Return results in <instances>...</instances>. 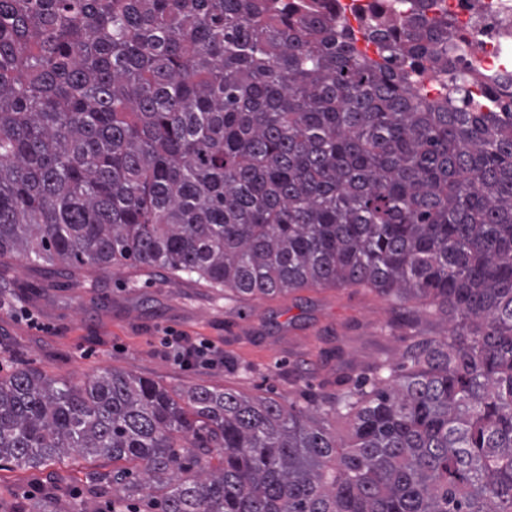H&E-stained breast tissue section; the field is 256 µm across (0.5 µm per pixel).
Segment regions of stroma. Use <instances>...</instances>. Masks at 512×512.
I'll list each match as a JSON object with an SVG mask.
<instances>
[{
  "label": "stroma",
  "mask_w": 512,
  "mask_h": 512,
  "mask_svg": "<svg viewBox=\"0 0 512 512\" xmlns=\"http://www.w3.org/2000/svg\"><path fill=\"white\" fill-rule=\"evenodd\" d=\"M0 281L14 287L11 305L29 309L45 326L38 332L0 311V374L24 367L78 383L116 368L173 392L200 384L302 405L309 395L334 392L349 367L378 359L401 363L405 347L401 335L382 332L390 302L360 288L238 305L161 270L85 266L36 275L15 256L0 258ZM168 328L219 344L223 365H180L163 344ZM320 335L340 355L320 357L313 349ZM47 484L43 470H0V512H27Z\"/></svg>",
  "instance_id": "stroma-1"
}]
</instances>
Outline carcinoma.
<instances>
[{"label":"carcinoma","mask_w":512,"mask_h":512,"mask_svg":"<svg viewBox=\"0 0 512 512\" xmlns=\"http://www.w3.org/2000/svg\"><path fill=\"white\" fill-rule=\"evenodd\" d=\"M394 14L360 20L377 61L308 0H0L1 258L360 287L388 333L453 326L304 408L15 369L1 463L111 460L74 512H512V92L467 85L442 0ZM411 318L417 323L416 333L420 334L419 336H429V337H442L448 336L451 332V325L448 322L444 321H436L432 317L426 316L424 313L411 315Z\"/></svg>","instance_id":"obj_1"}]
</instances>
